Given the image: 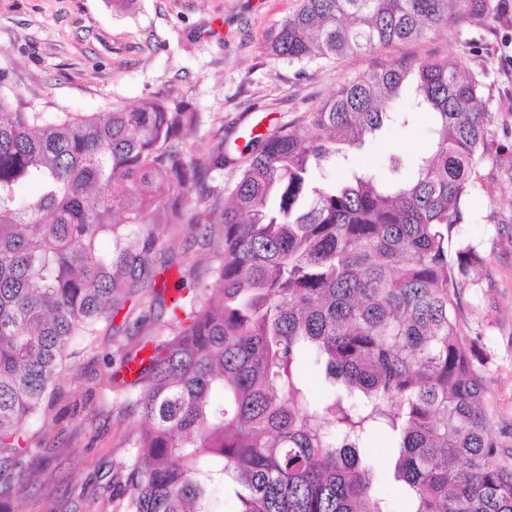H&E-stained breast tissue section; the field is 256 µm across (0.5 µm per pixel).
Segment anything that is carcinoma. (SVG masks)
Instances as JSON below:
<instances>
[{
  "instance_id": "cac0c4a2",
  "label": "carcinoma",
  "mask_w": 512,
  "mask_h": 512,
  "mask_svg": "<svg viewBox=\"0 0 512 512\" xmlns=\"http://www.w3.org/2000/svg\"><path fill=\"white\" fill-rule=\"evenodd\" d=\"M477 0H299L271 48L288 63L340 59L411 39ZM415 77V106L432 116L429 143L405 178L348 169L317 183L314 168L348 159L396 117L381 102ZM202 113L147 101L110 112H9L0 101V484L81 408L61 385L73 344L114 330L155 291L161 232L186 219L212 252L177 269L169 320L115 387L144 420L133 460L106 512H204L210 487L234 492L237 512H388L359 443L395 439L394 479L408 512H512V427L486 405L480 339L463 329L462 289L483 261L453 239L461 204L491 149L478 75L425 59L372 70L308 115L307 132L251 139L225 198L208 187L224 141L197 155L187 137ZM33 184L36 193L20 194ZM111 242L108 251L99 242ZM212 283H203L204 278ZM340 394L318 404L304 359Z\"/></svg>"
}]
</instances>
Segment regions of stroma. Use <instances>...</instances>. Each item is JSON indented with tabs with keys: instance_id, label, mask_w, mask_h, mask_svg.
Returning a JSON list of instances; mask_svg holds the SVG:
<instances>
[{
	"instance_id": "35a3bbf8",
	"label": "stroma",
	"mask_w": 512,
	"mask_h": 512,
	"mask_svg": "<svg viewBox=\"0 0 512 512\" xmlns=\"http://www.w3.org/2000/svg\"><path fill=\"white\" fill-rule=\"evenodd\" d=\"M500 0L474 29L456 18L422 37L371 53L307 64L274 59L271 46L298 0H0V96L24 112H108L144 101L194 104L203 116L189 142L206 154L223 141L233 162L211 181L215 195L238 178L245 144L280 127L303 132L347 81L406 59L460 63L478 74L491 113L495 147L478 157L481 176L456 236L484 258L479 285L463 289V322L490 354L487 400L495 426L512 424V16ZM429 118L390 125L358 152L387 169L390 158L410 165L427 142ZM134 335L103 336L77 354L63 384L67 396L88 401L66 419L54 442L27 457L11 481L15 512H101L100 494L120 480L131 459L127 439L142 420L122 398L101 388L103 353L148 339L157 310Z\"/></svg>"
}]
</instances>
